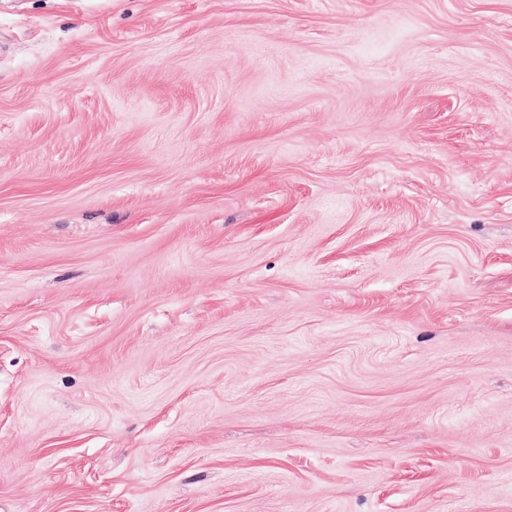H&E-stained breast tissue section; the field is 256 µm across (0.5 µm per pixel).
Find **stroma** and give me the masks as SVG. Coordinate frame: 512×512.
Masks as SVG:
<instances>
[{"mask_svg":"<svg viewBox=\"0 0 512 512\" xmlns=\"http://www.w3.org/2000/svg\"><path fill=\"white\" fill-rule=\"evenodd\" d=\"M0 512H512V0H0Z\"/></svg>","mask_w":512,"mask_h":512,"instance_id":"1","label":"stroma"}]
</instances>
